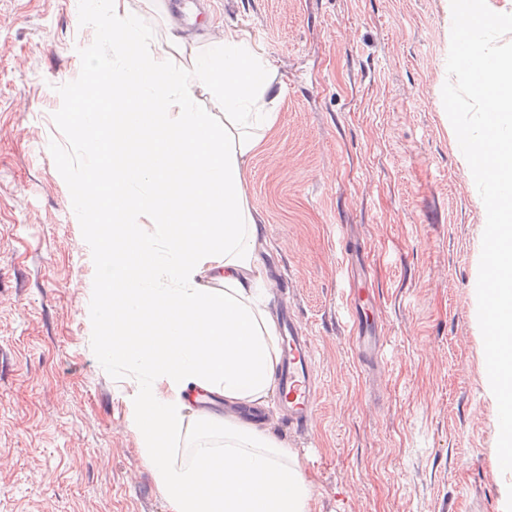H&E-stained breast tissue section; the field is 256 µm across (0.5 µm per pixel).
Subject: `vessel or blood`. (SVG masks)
Wrapping results in <instances>:
<instances>
[{
    "mask_svg": "<svg viewBox=\"0 0 512 512\" xmlns=\"http://www.w3.org/2000/svg\"><path fill=\"white\" fill-rule=\"evenodd\" d=\"M288 336L277 373L282 403L288 409V427L295 434H309L317 419V397L313 373L315 355L308 337L296 319L284 325ZM358 353L364 361L376 360L381 342V326L361 313H354L352 325Z\"/></svg>",
    "mask_w": 512,
    "mask_h": 512,
    "instance_id": "b4317fda",
    "label": "vessel or blood"
}]
</instances>
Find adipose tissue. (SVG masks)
Segmentation results:
<instances>
[{"label":"adipose tissue","mask_w":512,"mask_h":512,"mask_svg":"<svg viewBox=\"0 0 512 512\" xmlns=\"http://www.w3.org/2000/svg\"><path fill=\"white\" fill-rule=\"evenodd\" d=\"M87 6L119 60L74 116L94 160L77 203L100 205L99 355L150 378L130 427L171 512H309L295 455L259 423L204 417L189 462L170 459L194 395L262 408L276 382L262 226L244 189L275 120L274 67L235 27L203 45L167 32L157 53L140 48L129 0ZM200 90L223 123L200 110Z\"/></svg>","instance_id":"1"}]
</instances>
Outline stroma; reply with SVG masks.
<instances>
[{
	"label": "stroma",
	"instance_id": "stroma-1",
	"mask_svg": "<svg viewBox=\"0 0 512 512\" xmlns=\"http://www.w3.org/2000/svg\"><path fill=\"white\" fill-rule=\"evenodd\" d=\"M277 69L275 122L245 186L274 312L316 354L311 436L268 429L310 512H503L498 408L476 283L486 211L441 91L448 0H212ZM85 0H0V512H170L130 429L142 377L98 354L101 257L73 200L90 160L78 103L111 69ZM385 346H353L349 254Z\"/></svg>",
	"mask_w": 512,
	"mask_h": 512
}]
</instances>
